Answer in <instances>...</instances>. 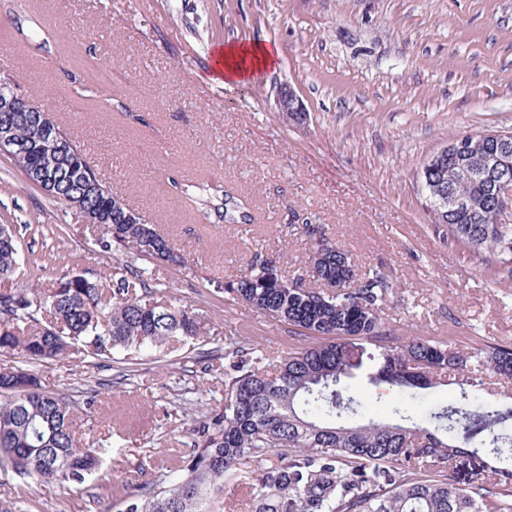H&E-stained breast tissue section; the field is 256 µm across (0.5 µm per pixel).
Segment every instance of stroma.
Masks as SVG:
<instances>
[{
    "instance_id": "obj_1",
    "label": "stroma",
    "mask_w": 512,
    "mask_h": 512,
    "mask_svg": "<svg viewBox=\"0 0 512 512\" xmlns=\"http://www.w3.org/2000/svg\"><path fill=\"white\" fill-rule=\"evenodd\" d=\"M56 29L57 51L13 29L0 0V75L55 116L114 195L135 205L189 257L167 266L103 251L99 227L50 201L0 154V224L27 226L20 252L60 253L24 285L51 288L61 272L111 277L132 264L158 297L182 299L216 330L170 342L128 377L84 353L41 362L42 385L77 409L83 441L108 450L112 482L25 484L0 472V512H116L119 498L178 466L188 433L164 425L224 396V361L198 371L201 350L237 331L261 348L295 347L286 327L210 293L253 253L286 274L307 270L305 225L394 282L382 318L398 336L444 337L481 348L512 343V266L489 276L451 245L426 206L427 160L464 132H512V0H30ZM276 45L252 79L213 71L216 48ZM122 66H112L113 56ZM307 113L283 119L282 91ZM220 183L249 200L255 221L204 224L169 193L171 179ZM354 382L386 420L398 389L368 383L374 345L349 339Z\"/></svg>"
}]
</instances>
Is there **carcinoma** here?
I'll return each mask as SVG.
<instances>
[{"label":"carcinoma","instance_id":"1","mask_svg":"<svg viewBox=\"0 0 512 512\" xmlns=\"http://www.w3.org/2000/svg\"><path fill=\"white\" fill-rule=\"evenodd\" d=\"M16 139L26 147L41 140L29 112L7 115ZM72 170L58 165L57 187L48 194L70 205L82 196L79 214L94 212L102 225V247L185 267L184 251L161 234L126 200L112 194L66 132ZM476 159L435 154L423 167L422 181L434 223L451 243L481 264L512 265V200L487 195L474 174ZM94 186L84 191L82 181ZM181 189L183 199L205 219L245 224L246 203L223 186ZM462 203L448 212V194ZM19 230L0 239V282L14 279L19 266L44 267L40 254L21 258ZM309 278L282 274L272 258L254 254L241 275L215 280L213 291L254 308L288 326L304 340L266 373V352L235 332L224 333V402L200 404L188 434L192 448L182 465L122 501L119 512H226L224 484L250 488L251 512H512V466L489 470L495 499L450 482L448 466L462 454L476 462L489 448L497 456L512 449V406L502 407L482 393L487 370L512 378V344L461 350L445 338L414 337L406 342L386 330L380 312L392 281L369 269L356 274L343 248L324 234L308 257ZM207 333L200 317L171 300L152 297L150 286L132 268L110 281L66 272L56 287L37 292L20 286L0 289V352L44 362L87 352L110 358L115 351L148 352L172 338ZM357 337L380 350L368 383L398 389V420L367 415L350 394L352 364L343 341ZM458 374L460 398L426 416L414 402ZM0 470L32 483L82 485L103 468L102 452L75 441V408L41 385L32 370H0ZM277 463L253 469L269 453Z\"/></svg>","mask_w":512,"mask_h":512}]
</instances>
